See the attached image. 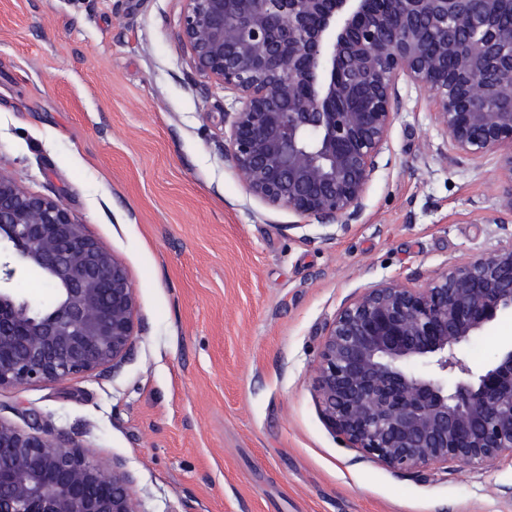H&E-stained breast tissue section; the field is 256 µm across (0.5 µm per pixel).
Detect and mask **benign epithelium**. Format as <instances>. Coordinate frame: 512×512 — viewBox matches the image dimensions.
I'll return each mask as SVG.
<instances>
[{
    "instance_id": "1",
    "label": "benign epithelium",
    "mask_w": 512,
    "mask_h": 512,
    "mask_svg": "<svg viewBox=\"0 0 512 512\" xmlns=\"http://www.w3.org/2000/svg\"><path fill=\"white\" fill-rule=\"evenodd\" d=\"M179 37L234 94L225 155L248 192L343 225L387 143L396 80L425 88L452 150L497 153L512 180V29L501 0H184ZM55 288L48 309L13 288ZM512 309V246L420 285L366 289L326 328L314 368L331 429L364 457L418 474L512 458V346L473 369L457 346ZM126 267L59 198L0 170V388L122 362L135 339ZM0 512H142L123 462L106 467L37 422L0 419Z\"/></svg>"
}]
</instances>
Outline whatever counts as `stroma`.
Returning a JSON list of instances; mask_svg holds the SVG:
<instances>
[{
    "mask_svg": "<svg viewBox=\"0 0 512 512\" xmlns=\"http://www.w3.org/2000/svg\"><path fill=\"white\" fill-rule=\"evenodd\" d=\"M184 7L0 0V170L61 198L138 303L120 367L2 388L0 418L122 460L143 512H512V461L392 472L326 425L314 388L349 300L512 246L498 154L455 155L402 79L357 219L270 207L225 156L233 96L196 70ZM509 342L512 311L457 354L483 367Z\"/></svg>",
    "mask_w": 512,
    "mask_h": 512,
    "instance_id": "1",
    "label": "stroma"
}]
</instances>
